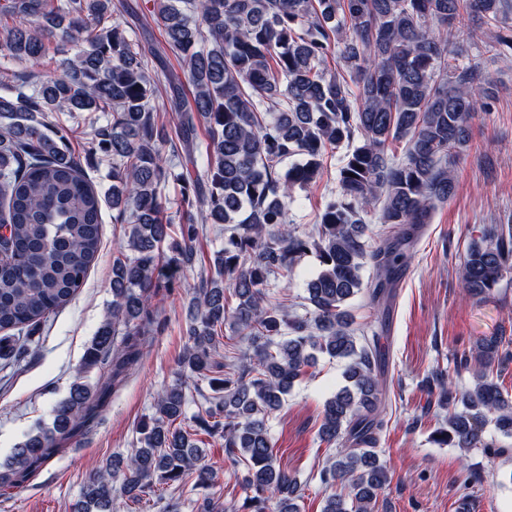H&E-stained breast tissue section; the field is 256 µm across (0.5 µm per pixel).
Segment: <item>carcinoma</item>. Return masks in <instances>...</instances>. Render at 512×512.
<instances>
[{
    "label": "carcinoma",
    "instance_id": "cac0c4a2",
    "mask_svg": "<svg viewBox=\"0 0 512 512\" xmlns=\"http://www.w3.org/2000/svg\"><path fill=\"white\" fill-rule=\"evenodd\" d=\"M150 13L164 37L154 47L112 0H0V359L19 356L20 337L85 286L103 207L112 208V223L127 225L126 242L113 248L109 313L51 424L0 465V485L24 483L89 424L111 386L91 384L89 374L110 362L115 379L137 362L155 290L180 283L198 225L222 224L224 249L192 286L178 377L157 393L138 447L85 481L75 512H119L116 496L139 501L160 485L209 487L212 469L193 441L199 431L222 434L225 458L245 465L247 512H300L303 488L276 466L268 415L320 354L347 361V385L325 401L319 428L339 445L320 472L331 489L322 512H374L389 481L376 451L385 354L348 301L364 293L385 303L420 226L454 196L453 158L469 141L472 115L493 97L483 60L512 58V35L486 41L474 33L464 44L456 24L468 17L512 32V0H153ZM67 43L76 52L59 71L35 73ZM168 51L187 74L185 85L168 79L170 124L154 117L159 85L148 73L149 59ZM20 63L33 71L19 75ZM80 112L105 117L88 151L112 168L105 192L75 155L73 128L58 119ZM296 156L302 161L288 164ZM334 159L336 191L317 231L301 233L288 207ZM172 203L181 241L167 257ZM371 214L390 228L376 247L365 239ZM312 249L320 271L306 284L304 313L269 303L271 279L292 278L296 258ZM511 272L512 228H482L466 250L463 288L485 296ZM227 331L252 352L227 356L224 377L210 379L213 395L187 429L189 392L217 366ZM502 346L500 337L481 344L484 369L460 397L433 375L448 412L433 443L495 452L482 441L489 420L512 434V402L489 370Z\"/></svg>",
    "mask_w": 512,
    "mask_h": 512
}]
</instances>
